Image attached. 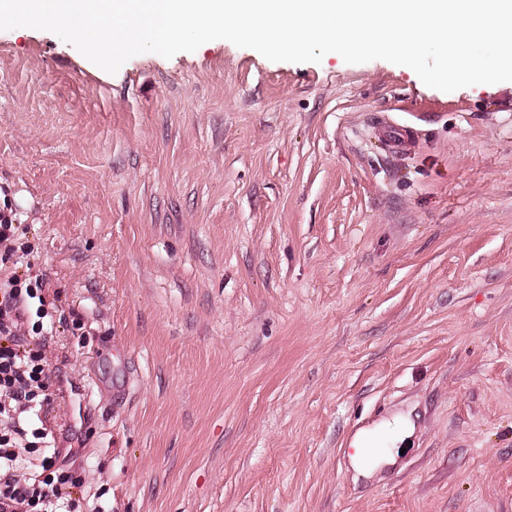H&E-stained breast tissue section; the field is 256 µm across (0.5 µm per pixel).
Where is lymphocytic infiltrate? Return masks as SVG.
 Listing matches in <instances>:
<instances>
[{
	"instance_id": "f902f5d3",
	"label": "lymphocytic infiltrate",
	"mask_w": 512,
	"mask_h": 512,
	"mask_svg": "<svg viewBox=\"0 0 512 512\" xmlns=\"http://www.w3.org/2000/svg\"><path fill=\"white\" fill-rule=\"evenodd\" d=\"M0 210V512H80L74 450L51 444L31 418L49 408L58 377L44 353L50 280L32 271V245Z\"/></svg>"
}]
</instances>
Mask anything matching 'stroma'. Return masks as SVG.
<instances>
[{
	"label": "stroma",
	"mask_w": 512,
	"mask_h": 512,
	"mask_svg": "<svg viewBox=\"0 0 512 512\" xmlns=\"http://www.w3.org/2000/svg\"><path fill=\"white\" fill-rule=\"evenodd\" d=\"M4 203L51 282L82 512H512V82L228 41L111 74L3 30ZM397 415L404 455L357 476ZM375 129L378 137L393 156L407 155L416 146V140L407 128L399 126L385 117L376 118ZM414 431V422L409 417L399 416L361 432L354 443L352 455L358 473L370 476L380 467L394 463L396 452L393 448L404 444Z\"/></svg>",
	"instance_id": "obj_1"
}]
</instances>
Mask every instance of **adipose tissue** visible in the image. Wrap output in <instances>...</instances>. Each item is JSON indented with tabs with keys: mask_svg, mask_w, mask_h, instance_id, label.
Returning <instances> with one entry per match:
<instances>
[{
	"mask_svg": "<svg viewBox=\"0 0 512 512\" xmlns=\"http://www.w3.org/2000/svg\"><path fill=\"white\" fill-rule=\"evenodd\" d=\"M414 431L413 421L399 416L361 432L352 456L358 473L369 476L380 467L394 463L396 447L410 439Z\"/></svg>",
	"mask_w": 512,
	"mask_h": 512,
	"instance_id": "obj_1",
	"label": "adipose tissue"
}]
</instances>
